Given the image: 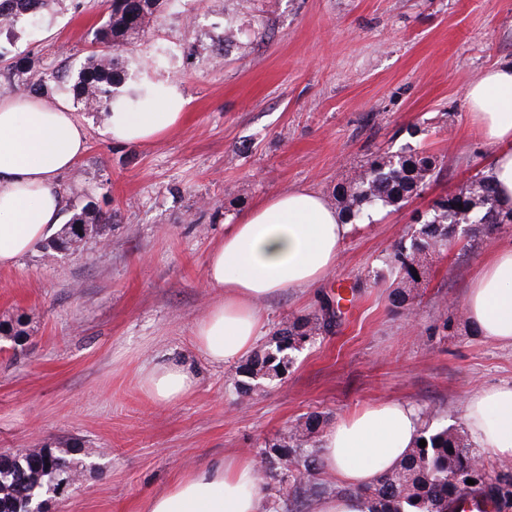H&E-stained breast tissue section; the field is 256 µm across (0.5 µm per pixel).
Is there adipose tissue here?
Listing matches in <instances>:
<instances>
[{
    "label": "adipose tissue",
    "mask_w": 512,
    "mask_h": 512,
    "mask_svg": "<svg viewBox=\"0 0 512 512\" xmlns=\"http://www.w3.org/2000/svg\"><path fill=\"white\" fill-rule=\"evenodd\" d=\"M147 92L150 111L102 113L103 135L119 144L145 145L179 126L188 106L180 85L158 79ZM464 100L483 138L499 147L489 176L501 203L512 205V65L485 70L467 85ZM87 147V128L65 99L51 105L36 94L0 99V267L30 252L56 224V177ZM355 230L306 187L270 196L225 225L205 274L207 287L223 297L193 328L197 351L217 364L246 357L263 332L259 301L321 284ZM463 313L487 339L512 345V245L495 251L476 273ZM144 386L156 403L168 405L188 396L195 381L182 367L165 365L152 369ZM421 424L413 406L397 401L371 403L338 418L321 439V469L355 492L322 499L318 512H367L358 489L396 466L413 448ZM464 424L475 447L512 459V384L470 393ZM258 468L248 456L192 466L149 498L143 512H265Z\"/></svg>",
    "instance_id": "ef3b65f1"
}]
</instances>
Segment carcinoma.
I'll use <instances>...</instances> for the list:
<instances>
[{"label":"carcinoma","mask_w":512,"mask_h":512,"mask_svg":"<svg viewBox=\"0 0 512 512\" xmlns=\"http://www.w3.org/2000/svg\"><path fill=\"white\" fill-rule=\"evenodd\" d=\"M173 0H108L107 22L94 34L93 44L102 46L91 51L83 66L75 71L64 67L44 73L37 79H23V93H40L53 83L68 91L82 109L96 114L110 112L124 82L118 68V52L135 39L153 30L164 8ZM437 156L411 147L398 152H383L361 165L359 170L336 187V208L349 218H356L374 207H402L419 196L437 175ZM495 212L502 224H512V207L500 204L495 188L487 176H481L461 187L458 192L434 201L429 211L412 217L411 232L402 236L389 257L388 266L394 275L390 304L395 309H409L414 291L421 287L427 273L428 258L446 249L459 229L483 233L495 230L498 224L487 222ZM110 217L85 208L72 215L46 247L54 254L59 247L71 249L74 224L86 225L92 234ZM333 316L298 315L278 330L268 345L254 354L239 370L235 381L240 396L247 397L266 381L288 373L294 359L292 353L331 327ZM327 419L309 415L291 427L288 442L273 443L263 454L266 475L293 471L301 475L293 486L291 499L283 512H314L316 502L328 494V488L316 481L320 464L313 447L315 434L324 428ZM420 438L425 447L415 446L375 484L359 490L368 504V512H448V501L455 495L484 489L503 504L512 502V475L492 472L472 464L474 450L462 428L424 425ZM41 451L22 457L7 456L0 463V509L24 512L27 500L41 493L59 476L75 477L76 471L67 459V451L53 450V458L37 465ZM475 481L474 485L467 480Z\"/></svg>","instance_id":"cac0c4a2"}]
</instances>
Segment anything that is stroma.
I'll return each mask as SVG.
<instances>
[{"instance_id":"obj_1","label":"stroma","mask_w":512,"mask_h":512,"mask_svg":"<svg viewBox=\"0 0 512 512\" xmlns=\"http://www.w3.org/2000/svg\"><path fill=\"white\" fill-rule=\"evenodd\" d=\"M106 17L105 0H65L37 26L18 23L0 43V97L61 59L79 67ZM162 48L165 68L133 69ZM119 59L126 84L181 85L182 125L122 147L79 112L88 151L57 178L59 222L89 205L111 223L76 252L50 259L38 246L0 267V452L65 448L77 468L48 512H142L187 466L259 455L313 413L333 422L396 400L431 426H458L472 391L512 383V345L462 315L477 271L512 242V224L459 236L435 255L407 312L389 302L385 265L415 212L490 165L497 147L471 123L464 90L512 64V0H180ZM407 145L441 160L437 179L406 206L373 211L319 286L263 302L265 344L293 316L317 314L338 286H362L331 332L240 406L238 363H210L192 336L221 298L205 266L225 225L291 187L332 198L368 158ZM163 363L195 379L168 406L143 385Z\"/></svg>"}]
</instances>
